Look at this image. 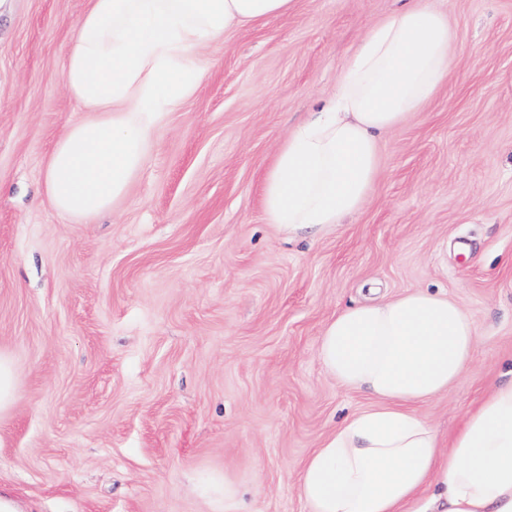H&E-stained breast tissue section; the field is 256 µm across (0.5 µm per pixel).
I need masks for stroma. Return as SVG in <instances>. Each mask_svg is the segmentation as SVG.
Wrapping results in <instances>:
<instances>
[{
  "label": "stroma",
  "instance_id": "1",
  "mask_svg": "<svg viewBox=\"0 0 512 512\" xmlns=\"http://www.w3.org/2000/svg\"><path fill=\"white\" fill-rule=\"evenodd\" d=\"M456 32L447 84L382 139L364 207L323 237L268 224L277 149L337 91L399 0H294L226 32L161 121L116 213L73 223L48 157L82 112L63 77L86 0H0V488L34 512H307L305 460L368 407L318 357L337 311L445 292L472 319L470 364L417 414L450 439L512 379V0H434ZM16 377L11 360L0 354V412L15 402Z\"/></svg>",
  "mask_w": 512,
  "mask_h": 512
}]
</instances>
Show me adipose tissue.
I'll return each mask as SVG.
<instances>
[{
    "instance_id": "ef3b65f1",
    "label": "adipose tissue",
    "mask_w": 512,
    "mask_h": 512,
    "mask_svg": "<svg viewBox=\"0 0 512 512\" xmlns=\"http://www.w3.org/2000/svg\"><path fill=\"white\" fill-rule=\"evenodd\" d=\"M293 0H88L64 67L88 111L45 171L75 222L112 212L147 159L157 123L198 86L204 49L234 27L287 14ZM454 31L432 0H404L341 68L336 96L296 127L262 184L269 223L317 237L360 211L380 173L381 136L447 83ZM476 342L471 319L428 290L336 313L319 357L373 404L336 426L304 463L309 512H512V380L495 386L448 444L415 413L447 392Z\"/></svg>"
}]
</instances>
